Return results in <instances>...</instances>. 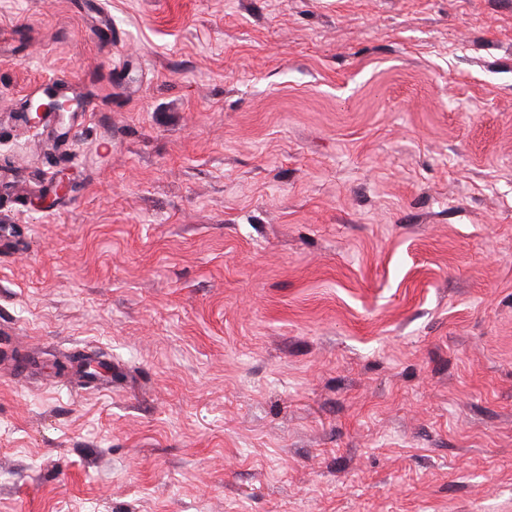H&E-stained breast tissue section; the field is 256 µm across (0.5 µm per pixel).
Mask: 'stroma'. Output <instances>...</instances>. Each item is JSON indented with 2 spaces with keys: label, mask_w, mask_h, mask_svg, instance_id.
Here are the masks:
<instances>
[{
  "label": "stroma",
  "mask_w": 512,
  "mask_h": 512,
  "mask_svg": "<svg viewBox=\"0 0 512 512\" xmlns=\"http://www.w3.org/2000/svg\"><path fill=\"white\" fill-rule=\"evenodd\" d=\"M7 224L0 512H512V0H0ZM42 99V106L44 108L40 112H56L62 124L65 121L66 114L76 104L75 99H64L60 92L53 88L47 89Z\"/></svg>",
  "instance_id": "stroma-1"
}]
</instances>
